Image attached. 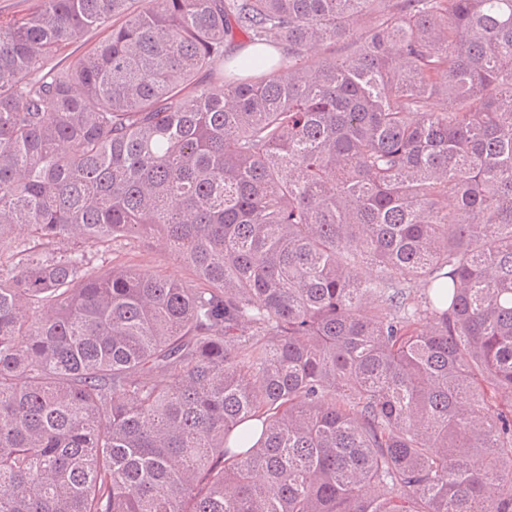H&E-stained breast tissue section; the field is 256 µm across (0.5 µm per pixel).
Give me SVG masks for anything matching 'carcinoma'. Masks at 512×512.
Masks as SVG:
<instances>
[{"instance_id":"1","label":"carcinoma","mask_w":512,"mask_h":512,"mask_svg":"<svg viewBox=\"0 0 512 512\" xmlns=\"http://www.w3.org/2000/svg\"><path fill=\"white\" fill-rule=\"evenodd\" d=\"M0 512H512V0L1 18ZM124 247L120 252L112 253V264L134 263L152 267L175 279L187 280L189 277L186 266L168 250L160 237L135 239Z\"/></svg>"}]
</instances>
